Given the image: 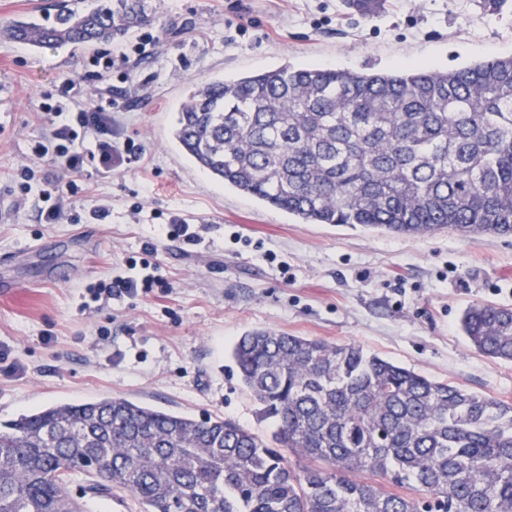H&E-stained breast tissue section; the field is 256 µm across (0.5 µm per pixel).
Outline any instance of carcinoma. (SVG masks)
<instances>
[{
	"label": "carcinoma",
	"instance_id": "obj_1",
	"mask_svg": "<svg viewBox=\"0 0 512 512\" xmlns=\"http://www.w3.org/2000/svg\"><path fill=\"white\" fill-rule=\"evenodd\" d=\"M144 0L0 22L35 48L109 44ZM173 137L215 181L305 224L512 236V57L394 73L284 67L203 82ZM469 345L512 362V308L473 303ZM262 436L221 416L61 402L0 424V512H85L71 475L140 512H512V402L360 345L252 330L232 348Z\"/></svg>",
	"mask_w": 512,
	"mask_h": 512
}]
</instances>
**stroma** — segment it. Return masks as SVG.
<instances>
[{
	"mask_svg": "<svg viewBox=\"0 0 512 512\" xmlns=\"http://www.w3.org/2000/svg\"><path fill=\"white\" fill-rule=\"evenodd\" d=\"M150 22L104 48L44 47L0 39V421L53 402L123 397L201 419L220 415L264 435L231 358L247 331L271 329L364 349L429 379L512 400V362L473 350L460 329L475 302L512 307V238L430 236L305 224L223 187L172 138L189 89L285 66L392 72L403 63L457 69L512 57V0H385L362 17L345 0H146ZM152 41L128 67L99 70L100 52ZM81 84L80 102H114L112 138L137 163L99 174L56 224L39 220V187L62 172L30 147L50 137L38 115L57 86ZM35 189L20 196L19 166ZM148 220H137L134 204ZM107 206L104 223L89 216ZM199 225L201 242L160 233L171 216ZM154 243L165 289L91 301L86 288L128 272Z\"/></svg>",
	"mask_w": 512,
	"mask_h": 512,
	"instance_id": "obj_1",
	"label": "stroma"
}]
</instances>
